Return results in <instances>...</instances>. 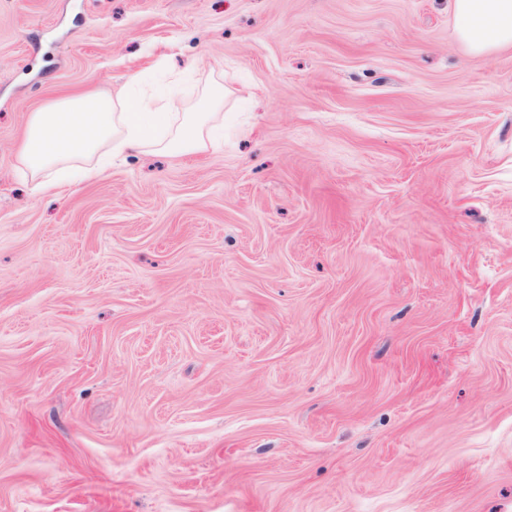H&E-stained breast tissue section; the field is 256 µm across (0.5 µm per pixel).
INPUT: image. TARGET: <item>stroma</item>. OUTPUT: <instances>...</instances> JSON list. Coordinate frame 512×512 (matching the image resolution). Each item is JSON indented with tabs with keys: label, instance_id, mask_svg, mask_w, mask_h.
I'll use <instances>...</instances> for the list:
<instances>
[{
	"label": "stroma",
	"instance_id": "obj_1",
	"mask_svg": "<svg viewBox=\"0 0 512 512\" xmlns=\"http://www.w3.org/2000/svg\"><path fill=\"white\" fill-rule=\"evenodd\" d=\"M159 62L223 142L34 191L30 113ZM0 512H512V49L453 0H0Z\"/></svg>",
	"mask_w": 512,
	"mask_h": 512
}]
</instances>
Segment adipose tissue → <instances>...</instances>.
I'll return each mask as SVG.
<instances>
[{
	"instance_id": "1",
	"label": "adipose tissue",
	"mask_w": 512,
	"mask_h": 512,
	"mask_svg": "<svg viewBox=\"0 0 512 512\" xmlns=\"http://www.w3.org/2000/svg\"><path fill=\"white\" fill-rule=\"evenodd\" d=\"M456 32L477 55L512 48V0H453ZM198 100L172 98L127 84L115 94L80 92L31 113L17 146L20 171L39 192L98 177L113 157L132 151L185 156L212 146L224 130V84L197 83Z\"/></svg>"
}]
</instances>
